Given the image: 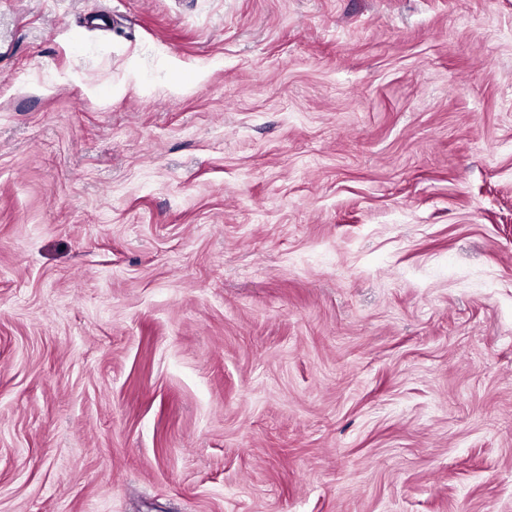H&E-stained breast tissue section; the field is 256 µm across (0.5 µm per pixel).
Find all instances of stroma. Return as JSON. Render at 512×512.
<instances>
[{"mask_svg": "<svg viewBox=\"0 0 512 512\" xmlns=\"http://www.w3.org/2000/svg\"><path fill=\"white\" fill-rule=\"evenodd\" d=\"M0 512H512V0H0Z\"/></svg>", "mask_w": 512, "mask_h": 512, "instance_id": "obj_1", "label": "stroma"}]
</instances>
